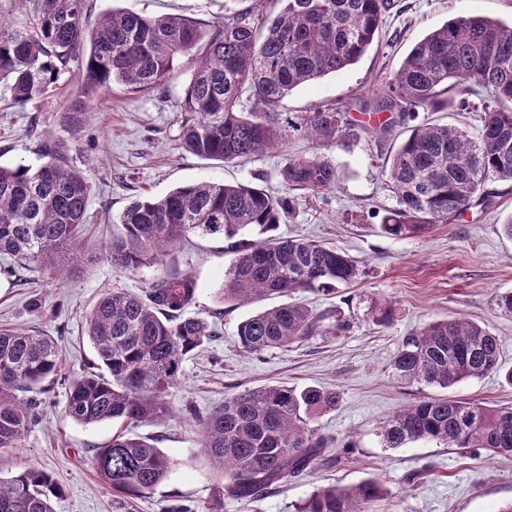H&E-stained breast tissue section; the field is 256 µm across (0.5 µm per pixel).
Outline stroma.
<instances>
[{
  "label": "stroma",
  "mask_w": 512,
  "mask_h": 512,
  "mask_svg": "<svg viewBox=\"0 0 512 512\" xmlns=\"http://www.w3.org/2000/svg\"><path fill=\"white\" fill-rule=\"evenodd\" d=\"M224 2L87 0L86 8L93 20L117 8L179 15L209 30L223 22ZM460 15L508 24L512 0H395L379 36L358 62L297 87L282 100V111L369 99L418 39ZM192 69L191 58L185 57L158 90L131 93L115 84L89 98L82 95V76L74 68L56 91L24 106L0 84V165L39 166L47 143L93 184L83 244L62 257L64 277L39 270L20 271L15 279L0 275V328L52 337L64 362L63 377L47 382L38 394L37 421L20 447L0 450V475L12 476L32 464L50 473L61 489L55 512H170L174 505L192 503L203 508L218 480L205 464L201 429L188 407L204 415L246 388L325 386L342 396L336 411L317 421L333 448L287 486L252 501L225 502L224 512H295L317 488L353 486L370 478L387 491L378 512H498L512 501V456L474 459L469 452L428 441L386 448L380 432L400 407L441 393L402 380L391 369L403 338L429 322L464 317L480 323L498 337L502 364L512 368V315L495 304L496 295L512 291V239L502 231L512 216V182L488 183L493 194L488 206L473 207L462 220L436 225L419 237L395 238L380 228L381 216L395 204L385 175L393 144L374 136L347 149H330L339 170L335 188L319 197L295 191V209L278 229L286 238L331 243L358 260L361 275L336 293L297 296L315 311L347 317L349 331L315 336L285 350L245 353L237 344L239 323L281 299L233 308L221 303L218 291L235 255L224 239L190 236L173 252L177 268L197 282L186 313L216 323L218 335L186 357L180 378L165 394L166 420L134 428L155 438L175 467L144 498L115 496L98 479L94 455L111 441L116 427L81 425L66 414L69 378L96 360L86 319L107 290L139 294L165 272L157 264L129 272L112 263L106 246L124 233L118 216L135 197H159L191 182H252L279 195L278 170L286 157L314 152L311 143L296 139L240 164L187 153L180 146L175 103ZM385 305L392 316L381 324L378 309ZM451 393L489 406L512 405V386L496 373L465 381ZM345 441L353 444L347 454L340 449Z\"/></svg>",
  "instance_id": "35a3bbf8"
}]
</instances>
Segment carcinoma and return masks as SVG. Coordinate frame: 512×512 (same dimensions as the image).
Masks as SVG:
<instances>
[{"mask_svg": "<svg viewBox=\"0 0 512 512\" xmlns=\"http://www.w3.org/2000/svg\"><path fill=\"white\" fill-rule=\"evenodd\" d=\"M271 15L265 0L228 9L209 34L177 16L107 10L89 30L86 0H27L32 27L0 17V80L25 105L57 88L77 63L87 95L119 83L132 92L162 86L176 62L206 41L205 54L176 102L182 148L197 157L245 163L293 139L330 149L372 133L406 136L386 161L396 205L381 219L395 238L422 236L450 224L474 198H486L491 180L512 181V25L458 16L416 41L405 60L368 104L391 117L377 128L324 105L282 112L295 88L356 63L372 44L393 0H279ZM481 125L469 132L448 123L419 121L481 91ZM33 168L0 165V255L28 269L55 268V258L79 248L92 184L66 161L51 157ZM285 193L274 196L251 183L193 182L162 197H138L118 217L125 235L107 253L134 271L161 264L190 234L232 241L235 261L224 274L220 299L231 306L266 296L329 294L358 278V261L318 240L276 234L294 209L290 192L319 194L335 188L338 171L325 155L286 158L279 170ZM256 240H239L246 230ZM196 292L187 272L170 271L141 295L121 288L103 296L87 318V336L101 375L86 371L68 384L67 412L76 422L122 426L98 449L95 470L112 492L141 498L172 473L164 451L127 430L167 417L165 393L192 351L212 341L208 321L181 317ZM347 321L317 313L299 301L259 311L239 323L244 352L283 349L313 336H340ZM401 379L449 389L503 370L496 336L464 318L435 321L406 337L392 361ZM62 359L46 336L0 330V449L16 448L32 426L31 392L61 375ZM340 393L329 387L268 385L244 389L198 418L201 448L222 483L207 512H223L224 500L260 497L313 466L328 448L315 422L336 410ZM383 446L401 448L429 440L480 456L512 455V406H488L450 396L425 397L399 409L382 426ZM61 494L52 476L36 466L0 477V512H55ZM385 492L376 479L352 487L314 490L297 512H376Z\"/></svg>", "mask_w": 512, "mask_h": 512, "instance_id": "obj_1", "label": "carcinoma"}]
</instances>
